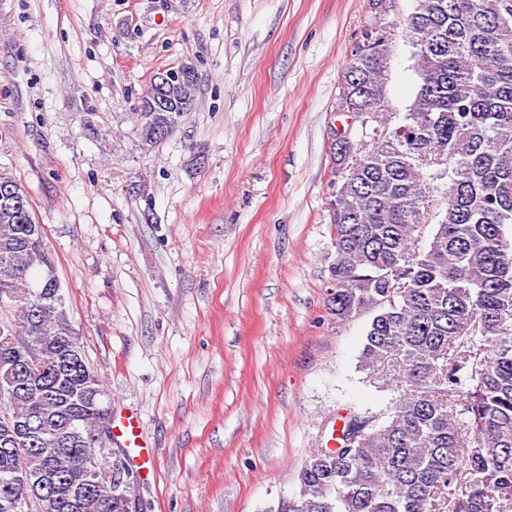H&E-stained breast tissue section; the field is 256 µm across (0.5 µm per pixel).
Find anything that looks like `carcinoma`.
Returning a JSON list of instances; mask_svg holds the SVG:
<instances>
[{
	"mask_svg": "<svg viewBox=\"0 0 512 512\" xmlns=\"http://www.w3.org/2000/svg\"><path fill=\"white\" fill-rule=\"evenodd\" d=\"M374 19L336 103L370 112L372 125L349 160L333 151L327 310L338 323L373 313L359 369L395 397L342 418L337 445L305 459L279 512H512V0H414L405 29L418 85L396 126L386 87L399 33ZM171 82L164 107L138 113L146 146L196 104V83ZM5 296L17 319H0V512H126L139 473L112 448L111 401L27 193L0 172ZM29 347L44 361L38 379ZM42 479L50 496L26 498Z\"/></svg>",
	"mask_w": 512,
	"mask_h": 512,
	"instance_id": "1",
	"label": "carcinoma"
}]
</instances>
